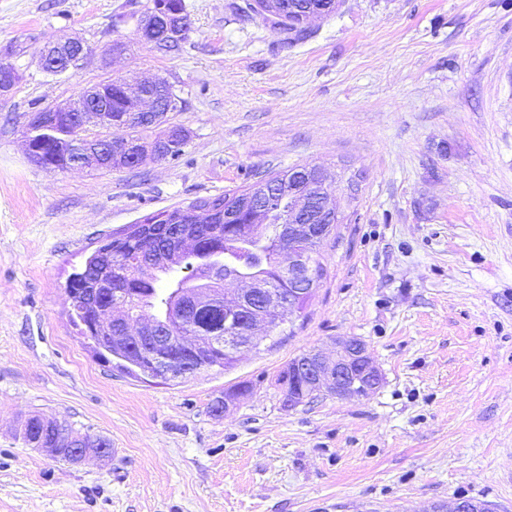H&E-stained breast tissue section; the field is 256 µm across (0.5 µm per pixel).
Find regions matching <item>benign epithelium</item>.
<instances>
[{
  "instance_id": "obj_1",
  "label": "benign epithelium",
  "mask_w": 512,
  "mask_h": 512,
  "mask_svg": "<svg viewBox=\"0 0 512 512\" xmlns=\"http://www.w3.org/2000/svg\"><path fill=\"white\" fill-rule=\"evenodd\" d=\"M89 55L88 48L77 38L55 39L44 44L40 51L42 67L51 66L66 73L83 62ZM21 73L8 59V54L0 56V97L9 95L20 81ZM159 89L167 97L170 105L177 103L171 85L160 77H143L128 81L124 87L126 94L125 115L123 121L137 123L145 118L160 122L161 114L157 108L153 90ZM76 114L75 120L79 127L88 130L96 127L112 130V81H104L80 91L76 97L51 106L34 114L26 125L25 145L29 157L47 170L56 169L50 162V156L43 154L35 147L31 133L41 130L54 136L61 119ZM67 144V151L75 155L80 168H112L120 167L126 160L140 166L146 158L164 160L163 147L137 148V141L128 139L122 145L112 147V136H94V141L85 142L73 136L59 140V144ZM307 188L316 190V194L302 200L297 215L300 221L293 224L294 236L316 240V221L333 218V208L327 198L324 182H314L318 178L315 173L303 172ZM97 262V276L84 284L83 290L71 294L74 303L85 305L94 314L90 330L106 342L107 349H112V338L116 337L129 343L137 342L142 336L130 332L131 316L126 308L112 297L105 294V289L112 287V261L118 255L112 252V237L107 236L98 242L92 252ZM281 269L288 277V285H294L304 279L311 288L317 287L312 268L306 260V254L293 247L281 257ZM293 296L286 299L279 290H274L261 282H252L247 294L250 299L259 300L268 312L282 314V307L293 309L297 305L294 297H302L304 290H292ZM254 335L247 343L235 334L211 336L200 343L190 355H173L170 353L168 340L162 336L152 337L153 349L149 353L146 371L168 380L181 379L206 369L207 364L203 353H211L220 349L231 356L240 349L255 346L261 335L266 333V326L253 328ZM336 358L330 359L318 352L310 353L309 359L294 365L295 372L307 382L309 388L326 390L338 397L346 395H364L378 389L383 381L381 371L369 354L365 343L358 337L350 336L336 342Z\"/></svg>"
}]
</instances>
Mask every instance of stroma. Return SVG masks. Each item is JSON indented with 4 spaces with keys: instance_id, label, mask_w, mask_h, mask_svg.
I'll return each mask as SVG.
<instances>
[{
    "instance_id": "35a3bbf8",
    "label": "stroma",
    "mask_w": 512,
    "mask_h": 512,
    "mask_svg": "<svg viewBox=\"0 0 512 512\" xmlns=\"http://www.w3.org/2000/svg\"><path fill=\"white\" fill-rule=\"evenodd\" d=\"M146 2L0 0V51L22 74L0 100V512H435L458 496L512 512V0H340L293 43L248 0H184L191 30L167 53L136 36ZM53 37L90 57L49 75ZM151 75L182 103L178 159L28 158L31 112ZM305 164L341 224L303 317L173 381L94 356L65 285L103 236ZM345 336L381 387L285 407L280 371ZM36 413L112 456L48 458L20 435Z\"/></svg>"
}]
</instances>
